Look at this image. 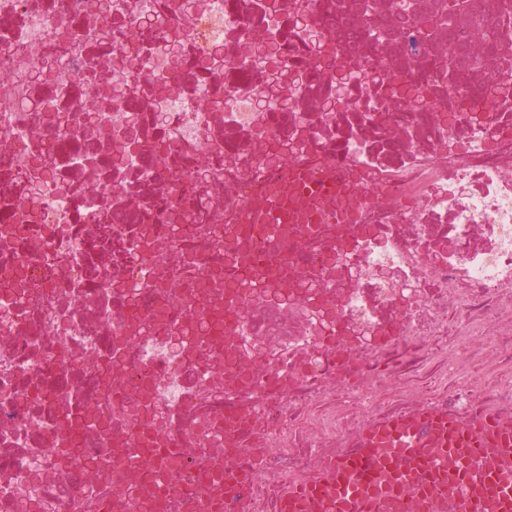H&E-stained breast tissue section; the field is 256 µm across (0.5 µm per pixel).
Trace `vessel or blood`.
<instances>
[{"label":"vessel or blood","mask_w":512,"mask_h":512,"mask_svg":"<svg viewBox=\"0 0 512 512\" xmlns=\"http://www.w3.org/2000/svg\"><path fill=\"white\" fill-rule=\"evenodd\" d=\"M296 189L313 205L302 225H294L288 197L277 191L253 199L237 217L263 231L273 289L284 281L282 252L289 237L344 218L333 168H307ZM215 358L235 361L218 378L230 397L245 392L249 376L261 369L239 356L232 324L225 325ZM287 390V372H269L261 399L277 408ZM271 433V427L253 425L248 406H225L224 449L216 459L224 474L218 500L207 493L187 500L170 488L168 467L182 441L169 440L166 449L146 456L142 432L135 428L112 439L113 482L150 477L152 485L166 487L170 512H254L253 487L263 475L276 489L274 512H512L511 417L482 408L456 412L421 399L404 410L362 417L342 449L313 456L294 479L267 472L265 460L274 451Z\"/></svg>","instance_id":"vessel-or-blood-1"}]
</instances>
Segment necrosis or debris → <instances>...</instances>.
<instances>
[{
	"instance_id": "obj_1",
	"label": "necrosis or debris",
	"mask_w": 512,
	"mask_h": 512,
	"mask_svg": "<svg viewBox=\"0 0 512 512\" xmlns=\"http://www.w3.org/2000/svg\"><path fill=\"white\" fill-rule=\"evenodd\" d=\"M316 160L353 224L290 246L287 295L212 299L226 251L263 244L226 214ZM506 291L512 0H0V512H99L112 433L140 423L117 374L164 428L192 424L185 495L221 483L215 435L175 411L191 390L223 406L228 321L291 368L288 435L349 399L335 358L512 417L511 375L480 395L430 368L475 358Z\"/></svg>"
}]
</instances>
